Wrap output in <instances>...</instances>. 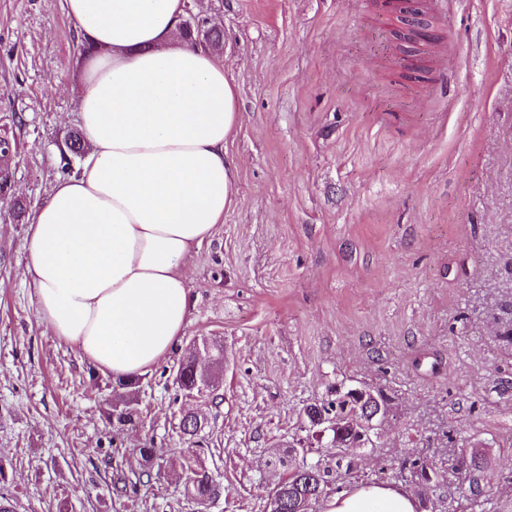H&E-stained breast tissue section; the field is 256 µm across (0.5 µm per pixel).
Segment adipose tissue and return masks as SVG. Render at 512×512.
<instances>
[{"label": "adipose tissue", "instance_id": "ef3b65f1", "mask_svg": "<svg viewBox=\"0 0 512 512\" xmlns=\"http://www.w3.org/2000/svg\"><path fill=\"white\" fill-rule=\"evenodd\" d=\"M186 0H65L93 52L83 64L78 171L30 219L28 279L53 336L119 379L179 342L183 268L236 195L224 142L238 121L221 58L180 34ZM386 484L336 495L324 512H416Z\"/></svg>", "mask_w": 512, "mask_h": 512}]
</instances>
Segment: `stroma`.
I'll list each match as a JSON object with an SVG mask.
<instances>
[{"label":"stroma","instance_id":"stroma-1","mask_svg":"<svg viewBox=\"0 0 512 512\" xmlns=\"http://www.w3.org/2000/svg\"><path fill=\"white\" fill-rule=\"evenodd\" d=\"M193 3L223 27L237 88L236 204L184 269L180 342L131 390L41 322L28 225L0 199V493L16 512H266L290 446L336 467L304 407L363 387L386 412L334 485L390 484L418 512H512V0H456L444 82L426 17L367 0ZM81 38L65 0H0V110L20 117L14 192L32 212L64 176ZM202 337L224 342L219 397L188 403L174 371ZM129 397L137 413L118 423ZM187 404L223 485L205 507L180 465ZM473 452L477 487L422 494L410 460L445 474Z\"/></svg>","mask_w":512,"mask_h":512}]
</instances>
